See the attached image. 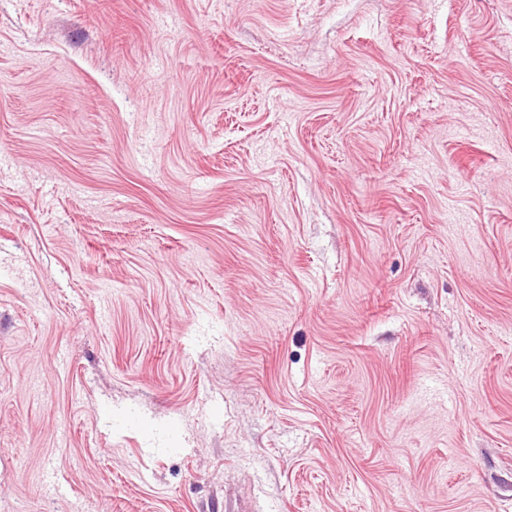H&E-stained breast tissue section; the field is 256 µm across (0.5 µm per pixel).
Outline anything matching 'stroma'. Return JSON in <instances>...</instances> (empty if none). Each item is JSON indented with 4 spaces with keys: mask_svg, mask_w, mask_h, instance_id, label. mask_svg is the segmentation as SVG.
<instances>
[{
    "mask_svg": "<svg viewBox=\"0 0 512 512\" xmlns=\"http://www.w3.org/2000/svg\"><path fill=\"white\" fill-rule=\"evenodd\" d=\"M0 512H512V0H0Z\"/></svg>",
    "mask_w": 512,
    "mask_h": 512,
    "instance_id": "1",
    "label": "stroma"
}]
</instances>
